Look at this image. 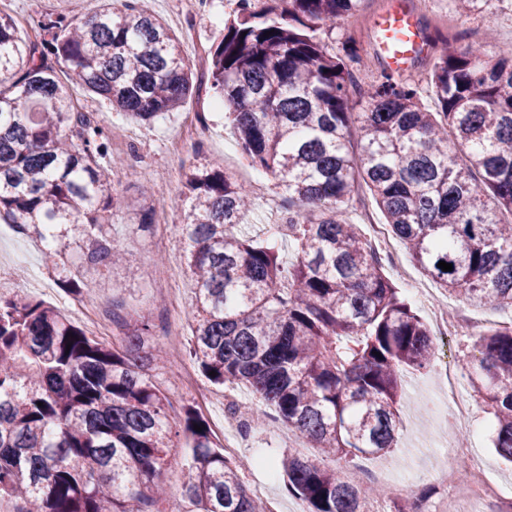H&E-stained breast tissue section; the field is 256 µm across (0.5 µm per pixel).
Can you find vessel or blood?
I'll use <instances>...</instances> for the list:
<instances>
[{
    "label": "vessel or blood",
    "instance_id": "vessel-or-blood-1",
    "mask_svg": "<svg viewBox=\"0 0 512 512\" xmlns=\"http://www.w3.org/2000/svg\"><path fill=\"white\" fill-rule=\"evenodd\" d=\"M375 48L388 70L405 74L412 64L429 52L418 15L406 0H390L374 19Z\"/></svg>",
    "mask_w": 512,
    "mask_h": 512
}]
</instances>
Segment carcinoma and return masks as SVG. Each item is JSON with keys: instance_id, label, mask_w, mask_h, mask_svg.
Returning a JSON list of instances; mask_svg holds the SVG:
<instances>
[{"instance_id": "cac0c4a2", "label": "carcinoma", "mask_w": 512, "mask_h": 512, "mask_svg": "<svg viewBox=\"0 0 512 512\" xmlns=\"http://www.w3.org/2000/svg\"><path fill=\"white\" fill-rule=\"evenodd\" d=\"M359 2L236 0L204 78L144 0L83 22L40 20L32 38L0 14V221L50 236L47 259L72 229L85 264L119 261L104 232L125 206L110 191L117 159L103 164L110 134L78 111L73 87L149 124L208 81L246 160L288 197L279 231L296 247L292 263L275 240L242 234L245 184L194 166L179 245L197 285L189 361L214 385L250 389L318 448L319 459L290 451L276 462L308 512H371L375 489L324 459L390 452L402 369L428 372L436 352L349 221L358 184L444 293L512 310V222L500 219L512 214V44L489 55L437 34L431 112L388 71L358 87L357 48L324 39ZM452 2L466 21L492 7L512 13V0ZM61 287L76 297L90 283L74 270ZM149 335L147 321L124 318L109 346L58 309L0 294V500L14 512H160L159 476L177 464L178 444ZM462 370L491 409L494 448L512 461V326L478 333ZM183 411L193 512H266L197 409Z\"/></svg>"}]
</instances>
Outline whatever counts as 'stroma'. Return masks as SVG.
Masks as SVG:
<instances>
[{
  "mask_svg": "<svg viewBox=\"0 0 512 512\" xmlns=\"http://www.w3.org/2000/svg\"><path fill=\"white\" fill-rule=\"evenodd\" d=\"M388 2L361 0L355 22L337 28L331 35L336 43L354 45L367 61V70L359 76L363 83L377 78L383 69L380 58L374 53V18ZM122 4L123 0H0V12L13 17L19 33L23 34L29 32L33 21L48 16L67 13L84 18L96 14L101 8H118ZM151 8L178 36L185 62L190 65L195 55L206 52L210 42L223 30L225 20L235 9V0H208L202 13L192 17L185 26L179 20L180 0H151ZM463 41L482 45L490 52L499 45L512 42V14L495 10L476 16L468 22ZM81 105L83 111L92 113L100 125L131 135L130 141L110 145L112 157L119 160L112 172L111 185L124 198L126 206L111 216L105 227L113 244L124 250L126 268L81 267L79 252L73 245L63 249L50 262L39 247V237L33 234L21 236L14 231L0 238V260L8 259L16 244L25 245L41 279L40 286L28 290V297L61 308L74 325L84 329L88 326L86 319L66 305V296L59 283L63 270L81 268L91 284L90 290L80 297L83 305L93 308L116 306L129 316L149 319L153 325L150 343L185 353L192 337L194 281L188 278L182 284L181 300L186 315L173 336L164 331V310L155 305L152 291L156 267L184 258L178 238L189 203L184 195L182 173L193 165L221 167L252 188L254 204L242 231L256 238H266L270 211L285 212L288 200L269 172L249 165L223 111L213 108L209 88H202L178 112L149 124L134 123L124 114L113 111L108 102L87 95L82 96ZM195 117L209 124L207 141H191L190 122ZM173 139L185 140L184 154L176 156L169 152L167 144ZM173 171L178 172V179H170L169 174ZM177 373V365L172 364L156 375L158 384L171 401L168 415L173 427H180L184 405L196 403L201 392L211 395L214 401V409L207 414L206 420L209 425H216L224 414L223 388L213 386L200 375L196 378L195 389L187 390L176 385ZM439 392L435 374L409 373L404 378L400 400L402 430L394 450L398 464L384 484L389 506L401 504L408 510L412 508L414 498L405 480L406 474L425 472L441 451L449 422L437 410ZM491 422L492 416L482 402H475L470 425L460 432L463 446L480 455L501 492L512 495V463L501 458L492 447ZM297 444V438L255 427L246 434L240 453L276 459L296 449Z\"/></svg>",
  "mask_w": 512,
  "mask_h": 512,
  "instance_id": "stroma-1",
  "label": "stroma"
}]
</instances>
